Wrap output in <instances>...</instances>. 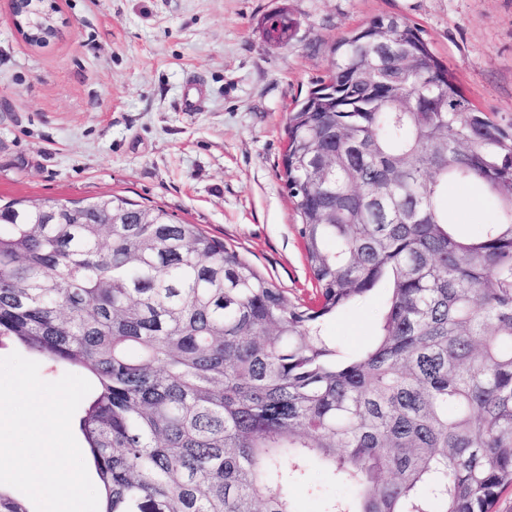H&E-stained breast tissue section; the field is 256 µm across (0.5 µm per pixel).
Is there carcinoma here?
<instances>
[{
    "label": "carcinoma",
    "mask_w": 512,
    "mask_h": 512,
    "mask_svg": "<svg viewBox=\"0 0 512 512\" xmlns=\"http://www.w3.org/2000/svg\"><path fill=\"white\" fill-rule=\"evenodd\" d=\"M30 0L20 32L55 37ZM392 43L390 88L363 82ZM296 22L266 20L283 45ZM331 87L289 118L313 305L162 207L118 195L0 205V341L90 374L79 430L101 512H296L316 469L347 489L322 512H495L512 487V128L458 91L414 25L380 17L333 48ZM494 216L472 236L448 184ZM388 291L367 349L322 323Z\"/></svg>",
    "instance_id": "1"
}]
</instances>
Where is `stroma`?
Returning a JSON list of instances; mask_svg holds the SVG:
<instances>
[{"label": "stroma", "instance_id": "stroma-1", "mask_svg": "<svg viewBox=\"0 0 512 512\" xmlns=\"http://www.w3.org/2000/svg\"><path fill=\"white\" fill-rule=\"evenodd\" d=\"M59 33L30 46L0 0V201L118 194L224 242L291 299L315 284L282 179L288 114L332 68V48L377 17L422 31L462 95L512 124V0H53ZM287 8L291 44L264 35ZM461 232L489 210L449 186ZM385 293L336 314L348 351L377 334Z\"/></svg>", "mask_w": 512, "mask_h": 512}]
</instances>
